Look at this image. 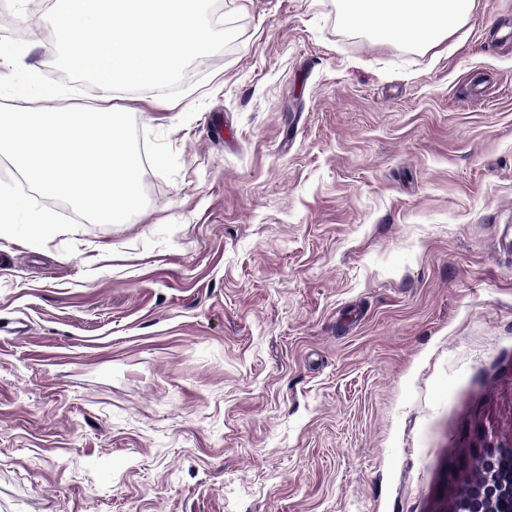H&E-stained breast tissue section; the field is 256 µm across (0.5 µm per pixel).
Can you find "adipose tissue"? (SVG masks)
Here are the masks:
<instances>
[{
    "mask_svg": "<svg viewBox=\"0 0 512 512\" xmlns=\"http://www.w3.org/2000/svg\"><path fill=\"white\" fill-rule=\"evenodd\" d=\"M337 4L344 26L377 28L389 42L433 48L463 26L472 0H337Z\"/></svg>",
    "mask_w": 512,
    "mask_h": 512,
    "instance_id": "adipose-tissue-1",
    "label": "adipose tissue"
}]
</instances>
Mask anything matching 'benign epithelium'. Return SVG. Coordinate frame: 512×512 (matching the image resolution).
<instances>
[{
	"label": "benign epithelium",
	"instance_id": "1",
	"mask_svg": "<svg viewBox=\"0 0 512 512\" xmlns=\"http://www.w3.org/2000/svg\"><path fill=\"white\" fill-rule=\"evenodd\" d=\"M505 455L512 456V439L491 446L479 477L455 500L451 512H512V471L499 463Z\"/></svg>",
	"mask_w": 512,
	"mask_h": 512
}]
</instances>
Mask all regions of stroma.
I'll return each mask as SVG.
<instances>
[{"mask_svg":"<svg viewBox=\"0 0 512 512\" xmlns=\"http://www.w3.org/2000/svg\"><path fill=\"white\" fill-rule=\"evenodd\" d=\"M147 206L0 227V512H449L512 439V0L438 47L223 0Z\"/></svg>","mask_w":512,"mask_h":512,"instance_id":"obj_1","label":"stroma"}]
</instances>
